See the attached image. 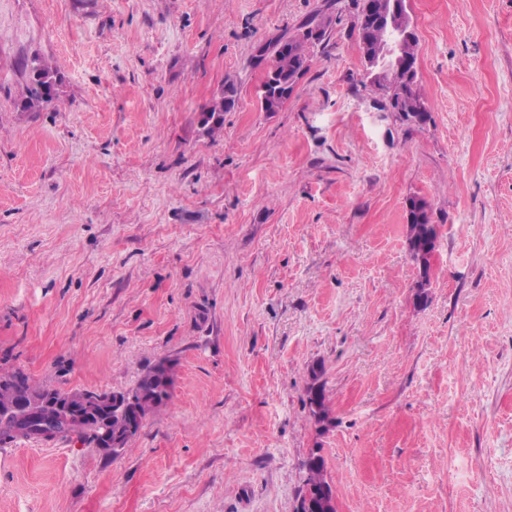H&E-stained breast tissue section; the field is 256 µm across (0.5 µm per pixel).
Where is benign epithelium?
I'll return each instance as SVG.
<instances>
[{
    "label": "benign epithelium",
    "mask_w": 512,
    "mask_h": 512,
    "mask_svg": "<svg viewBox=\"0 0 512 512\" xmlns=\"http://www.w3.org/2000/svg\"><path fill=\"white\" fill-rule=\"evenodd\" d=\"M387 36L381 43L383 54L395 57L394 66L380 73L374 82L377 94L386 95L402 75L409 77L416 71V58L405 53V46L413 43V30L407 26V14L402 0H395L386 20ZM134 399L119 393L107 396L67 392L6 393L0 396V418H25L31 412L46 409L54 419L63 422L67 429L85 427L94 429L102 439L101 452L115 454L121 448L119 439L112 436V419L124 416Z\"/></svg>",
    "instance_id": "benign-epithelium-1"
}]
</instances>
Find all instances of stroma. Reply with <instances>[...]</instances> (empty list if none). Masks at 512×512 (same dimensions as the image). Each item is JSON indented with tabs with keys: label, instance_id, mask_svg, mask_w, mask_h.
Listing matches in <instances>:
<instances>
[{
	"label": "stroma",
	"instance_id": "1",
	"mask_svg": "<svg viewBox=\"0 0 512 512\" xmlns=\"http://www.w3.org/2000/svg\"><path fill=\"white\" fill-rule=\"evenodd\" d=\"M324 2L0 0V375L126 392L174 363L120 456L0 446V512H295L315 448L338 512H512V0H406L425 123L364 92L349 11L262 111L254 46ZM33 57L63 81L23 111ZM237 94V83L232 78H226L224 81V92L220 97L214 98L209 105L204 107L201 114L207 112L208 118L202 124L209 125V129L220 127L224 123V112H228L234 107ZM437 224H432L431 217L408 211L406 246L411 259L420 270V257L432 249L438 236ZM322 374L323 371L320 365H312L309 369V384L306 391L307 404L311 417H315L316 421L319 418L326 419L330 417V409L327 402L325 385L324 383L320 382ZM311 392H313L314 399L310 397ZM312 402H314L316 408H313Z\"/></svg>",
	"mask_w": 512,
	"mask_h": 512
}]
</instances>
